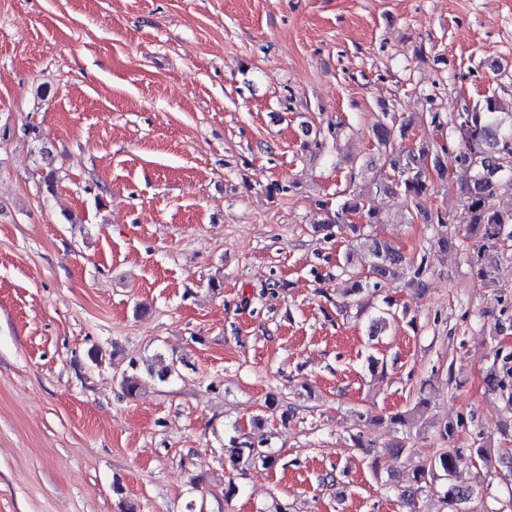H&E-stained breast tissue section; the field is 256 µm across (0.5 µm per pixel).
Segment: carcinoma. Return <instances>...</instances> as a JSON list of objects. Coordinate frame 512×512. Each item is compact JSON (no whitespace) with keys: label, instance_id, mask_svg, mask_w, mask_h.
Returning <instances> with one entry per match:
<instances>
[{"label":"carcinoma","instance_id":"carcinoma-1","mask_svg":"<svg viewBox=\"0 0 512 512\" xmlns=\"http://www.w3.org/2000/svg\"><path fill=\"white\" fill-rule=\"evenodd\" d=\"M451 131L461 148L459 159L469 171V179L462 186L461 222L465 224L466 237L480 247L495 246L497 241L512 238V213H502L493 206L492 199L503 180L512 183V102L503 101L496 93L485 96L482 103L473 108L464 107L452 116ZM409 121L398 119L396 113H383L373 129L378 151L384 156L397 179L374 183L378 191L401 194L405 200L415 202L430 192L431 178L427 163H432L438 175L445 173L440 153L448 151L447 146L422 142L414 148L403 150L401 142L406 139ZM326 224H344L350 214H358L365 223H376V212L370 205V195L360 191L336 202L335 206L323 202ZM373 261L365 277L357 276L348 292L358 295L372 286L380 288L400 275L407 265L402 252L387 242L366 241ZM386 307L377 309L371 317L369 336L378 335L384 326L395 318L393 303L385 301ZM508 355L501 364H493L486 378V385L492 391L507 389L506 380L512 379V365ZM427 400L424 398L409 410L390 417L393 424L408 427L423 413ZM254 458L272 466L276 458L263 454L252 443L244 442L229 450V462L235 467L243 461ZM455 450L440 453L428 465L414 471V487L402 491L401 498L409 512H417L418 494L436 488L442 482L444 498L448 504L457 505L470 499V491L453 483Z\"/></svg>","mask_w":512,"mask_h":512}]
</instances>
